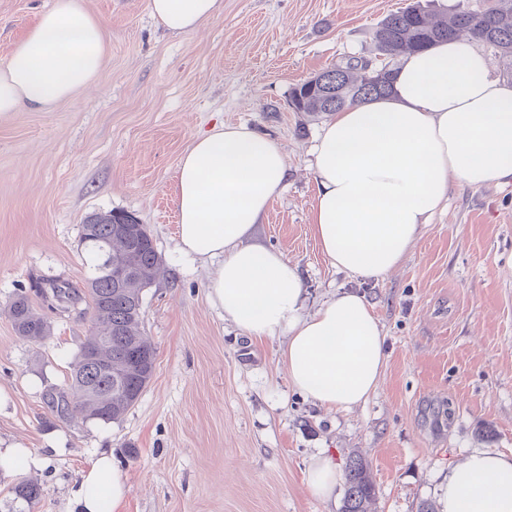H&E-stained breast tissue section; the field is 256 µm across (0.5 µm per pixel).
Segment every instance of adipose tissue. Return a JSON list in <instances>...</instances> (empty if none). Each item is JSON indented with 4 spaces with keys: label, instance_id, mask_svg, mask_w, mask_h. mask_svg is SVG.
Masks as SVG:
<instances>
[{
    "label": "adipose tissue",
    "instance_id": "adipose-tissue-1",
    "mask_svg": "<svg viewBox=\"0 0 512 512\" xmlns=\"http://www.w3.org/2000/svg\"><path fill=\"white\" fill-rule=\"evenodd\" d=\"M222 0H149L171 34L196 32ZM109 39L83 0H54L0 66V114L49 109L91 88ZM386 98L337 112L313 152V238L333 269L378 279L396 269L452 186L481 190L512 181V81L490 72L478 41L461 36L399 59ZM288 179L280 147L241 125L197 136L173 190L182 252L218 260L208 298L247 337H285L277 364L288 385L335 411L363 403L386 363L384 337L364 295L342 292L305 313L295 265L252 243L255 227ZM340 481L320 453L306 488L330 500ZM129 491L111 454L101 453L74 494L75 512H119ZM438 512H512V455L470 453L437 488Z\"/></svg>",
    "mask_w": 512,
    "mask_h": 512
}]
</instances>
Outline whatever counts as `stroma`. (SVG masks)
Segmentation results:
<instances>
[{"instance_id": "1", "label": "stroma", "mask_w": 512, "mask_h": 512, "mask_svg": "<svg viewBox=\"0 0 512 512\" xmlns=\"http://www.w3.org/2000/svg\"><path fill=\"white\" fill-rule=\"evenodd\" d=\"M410 0H224L200 30L174 36L148 0H84L109 34L94 86L47 111L0 115V445L21 444L44 466L0 473V512H73L72 490L107 451L130 486L123 512H340L312 497L313 455L369 463L371 512H418L472 450L512 453V183L453 187L399 267L361 281L329 268L310 232L311 151L328 114L288 107L296 84L350 57L374 55L372 33ZM51 0H0V64ZM243 124L282 149L290 175L255 240L297 266L306 313L360 290L385 336L375 392L334 412L288 387L283 339L251 342L207 297L216 270L185 255L172 191L194 137ZM146 224L166 272L143 293L155 349L151 380L114 423L59 416L88 336L82 314H49L52 334L23 341L7 313L31 278L84 288L80 231L94 213ZM37 481L34 507L14 488Z\"/></svg>"}]
</instances>
